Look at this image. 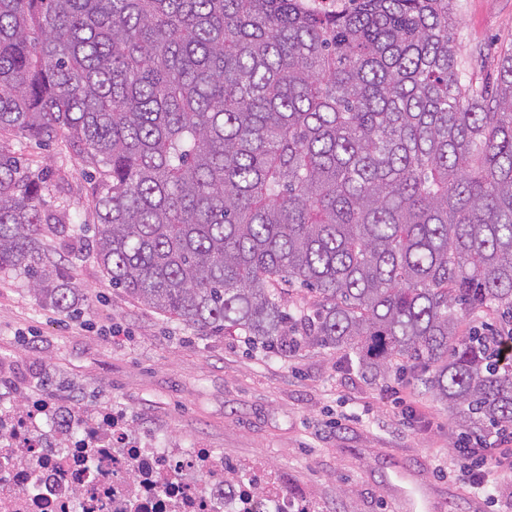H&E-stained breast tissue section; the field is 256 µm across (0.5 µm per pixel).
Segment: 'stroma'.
<instances>
[{"label":"stroma","mask_w":512,"mask_h":512,"mask_svg":"<svg viewBox=\"0 0 512 512\" xmlns=\"http://www.w3.org/2000/svg\"><path fill=\"white\" fill-rule=\"evenodd\" d=\"M456 44L474 81L512 44V0H454ZM72 221L46 232L45 254L80 289L67 311L40 301L25 275L0 277V362L25 359L27 395L122 409L226 459L270 473L305 512H512V468L486 499L464 482L462 430L410 376L375 380L354 356L303 346L273 353L240 332L201 331L131 301L97 266L90 177L74 149L10 141ZM417 410L414 420L402 416Z\"/></svg>","instance_id":"1"}]
</instances>
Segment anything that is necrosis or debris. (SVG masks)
<instances>
[{
	"label": "necrosis or debris",
	"instance_id": "4bbe7bcc",
	"mask_svg": "<svg viewBox=\"0 0 512 512\" xmlns=\"http://www.w3.org/2000/svg\"><path fill=\"white\" fill-rule=\"evenodd\" d=\"M217 449L105 407L0 393V512H294L272 476H231Z\"/></svg>",
	"mask_w": 512,
	"mask_h": 512
}]
</instances>
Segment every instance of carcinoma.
<instances>
[{
    "mask_svg": "<svg viewBox=\"0 0 512 512\" xmlns=\"http://www.w3.org/2000/svg\"><path fill=\"white\" fill-rule=\"evenodd\" d=\"M348 2L0 0V139L79 147L92 254L134 302L512 430V46L477 84L452 0ZM44 183L0 151V274L66 309ZM296 285L314 314L286 311ZM486 310L500 328L460 330Z\"/></svg>",
    "mask_w": 512,
    "mask_h": 512,
    "instance_id": "1",
    "label": "carcinoma"
}]
</instances>
